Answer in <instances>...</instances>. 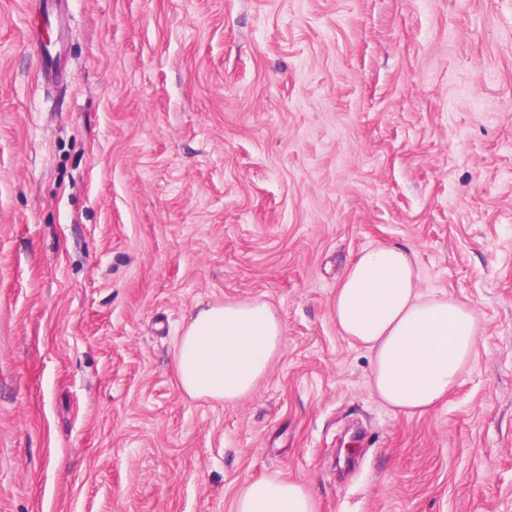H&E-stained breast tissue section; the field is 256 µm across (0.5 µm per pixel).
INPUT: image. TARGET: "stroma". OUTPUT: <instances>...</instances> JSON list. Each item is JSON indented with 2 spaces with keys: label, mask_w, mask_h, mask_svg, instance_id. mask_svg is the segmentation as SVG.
<instances>
[{
  "label": "stroma",
  "mask_w": 512,
  "mask_h": 512,
  "mask_svg": "<svg viewBox=\"0 0 512 512\" xmlns=\"http://www.w3.org/2000/svg\"><path fill=\"white\" fill-rule=\"evenodd\" d=\"M378 243L482 327L421 415L332 316ZM253 298L282 353L190 399L175 336ZM261 477L512 512V0H0V512H232Z\"/></svg>",
  "instance_id": "stroma-1"
}]
</instances>
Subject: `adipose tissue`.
Returning <instances> with one entry per match:
<instances>
[{
    "label": "adipose tissue",
    "instance_id": "obj_1",
    "mask_svg": "<svg viewBox=\"0 0 512 512\" xmlns=\"http://www.w3.org/2000/svg\"><path fill=\"white\" fill-rule=\"evenodd\" d=\"M339 332L371 354L369 388L386 405L422 414L447 398L478 349L474 310L447 294H423L408 250L361 252L336 289ZM285 327L266 301L197 304L176 338L174 369L191 398L236 404L248 398L284 347ZM233 512H315L299 480L259 478L236 494Z\"/></svg>",
    "mask_w": 512,
    "mask_h": 512
}]
</instances>
